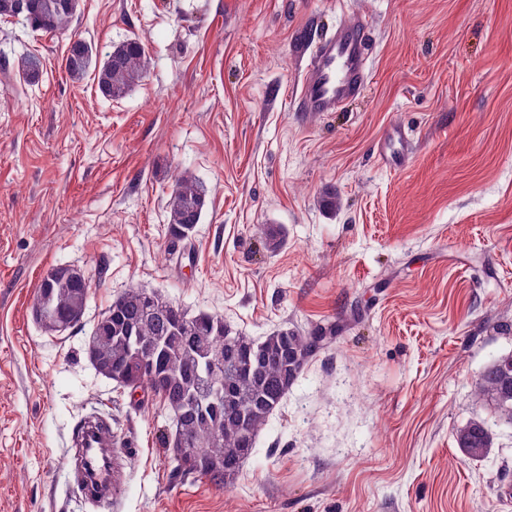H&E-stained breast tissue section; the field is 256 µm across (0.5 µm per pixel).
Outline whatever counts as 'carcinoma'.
Wrapping results in <instances>:
<instances>
[{
	"label": "carcinoma",
	"mask_w": 512,
	"mask_h": 512,
	"mask_svg": "<svg viewBox=\"0 0 512 512\" xmlns=\"http://www.w3.org/2000/svg\"><path fill=\"white\" fill-rule=\"evenodd\" d=\"M79 0H34V13L17 12L15 0H0V18H14L33 32L56 33L71 25ZM96 57L83 39L69 43L65 68L72 76L92 66ZM147 66L141 42L129 38L114 46L97 72L101 94L116 99L127 94L143 77ZM40 61L21 60L18 76L38 79ZM206 192L187 171L177 174L168 202V231L172 243L191 238L200 223ZM268 250L275 252L284 238L280 231L259 229ZM91 293L89 283L73 281L63 266L50 269L36 289L34 300L49 316L67 315L80 323ZM112 319L100 338L99 363L112 378L132 391L160 398L169 414L178 418L186 436L176 470L206 478L223 488L238 476L252 453L256 437L269 416L298 379L308 360L336 337L329 322L307 333L278 329L254 339L234 331L217 315L190 316L162 295L131 287L112 301ZM161 345L152 371L140 366L141 355L132 337ZM224 356V403L220 413L209 412L214 403L208 380L198 369L200 351ZM476 403L494 409L498 421L512 424V353L496 358L475 385ZM493 441L492 426L475 416L457 431V443L470 456L484 455Z\"/></svg>",
	"instance_id": "cac0c4a2"
}]
</instances>
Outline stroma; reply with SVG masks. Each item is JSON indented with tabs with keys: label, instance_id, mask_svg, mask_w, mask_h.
Returning a JSON list of instances; mask_svg holds the SVG:
<instances>
[{
	"label": "stroma",
	"instance_id": "35a3bbf8",
	"mask_svg": "<svg viewBox=\"0 0 512 512\" xmlns=\"http://www.w3.org/2000/svg\"><path fill=\"white\" fill-rule=\"evenodd\" d=\"M341 23L369 30L371 81L340 111H297L305 50ZM134 36L148 67L124 97L67 73L71 38L102 57ZM4 59L0 512H90L65 461L95 409L117 442L112 512H512V425L481 460L456 442L493 420L475 385L512 352V0H80L54 35L0 19ZM399 127L413 149L393 170L377 148ZM183 169L206 207L174 246ZM67 265L91 298L49 335L33 295ZM132 286L253 338L340 326L227 488L176 474L160 400L132 405L87 359Z\"/></svg>",
	"mask_w": 512,
	"mask_h": 512
}]
</instances>
